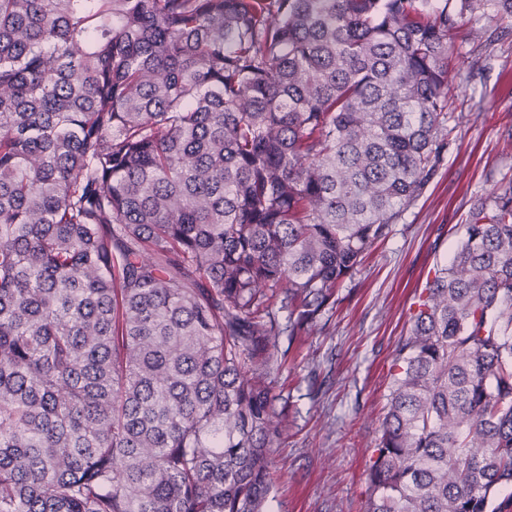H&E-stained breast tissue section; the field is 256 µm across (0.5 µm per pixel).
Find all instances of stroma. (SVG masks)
<instances>
[{
	"label": "stroma",
	"instance_id": "stroma-1",
	"mask_svg": "<svg viewBox=\"0 0 512 512\" xmlns=\"http://www.w3.org/2000/svg\"><path fill=\"white\" fill-rule=\"evenodd\" d=\"M450 78L461 88L453 104L461 119L438 175L341 283L337 310L296 340L279 339L289 351L278 376L288 419L266 512H364L396 342L433 265L452 258L472 205L512 179V24L492 16L464 24Z\"/></svg>",
	"mask_w": 512,
	"mask_h": 512
}]
</instances>
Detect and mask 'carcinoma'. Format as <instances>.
Instances as JSON below:
<instances>
[{
  "label": "carcinoma",
  "mask_w": 512,
  "mask_h": 512,
  "mask_svg": "<svg viewBox=\"0 0 512 512\" xmlns=\"http://www.w3.org/2000/svg\"><path fill=\"white\" fill-rule=\"evenodd\" d=\"M512 0H0V512H265L279 338L453 145ZM365 512H512V180L400 337Z\"/></svg>",
  "instance_id": "carcinoma-1"
}]
</instances>
